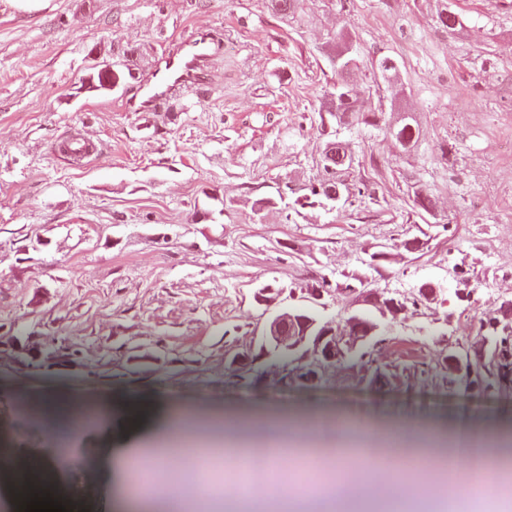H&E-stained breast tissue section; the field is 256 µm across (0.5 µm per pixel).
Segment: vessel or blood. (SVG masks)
Masks as SVG:
<instances>
[{"mask_svg":"<svg viewBox=\"0 0 512 512\" xmlns=\"http://www.w3.org/2000/svg\"><path fill=\"white\" fill-rule=\"evenodd\" d=\"M214 38L205 29L183 37L173 49L155 58L138 93L125 100L129 112H150L160 99L197 84L213 56Z\"/></svg>","mask_w":512,"mask_h":512,"instance_id":"obj_1","label":"vessel or blood"}]
</instances>
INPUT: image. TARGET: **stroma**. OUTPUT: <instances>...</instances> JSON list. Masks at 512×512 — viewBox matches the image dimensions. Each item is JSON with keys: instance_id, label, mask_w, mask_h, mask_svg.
Wrapping results in <instances>:
<instances>
[{"instance_id": "obj_1", "label": "stroma", "mask_w": 512, "mask_h": 512, "mask_svg": "<svg viewBox=\"0 0 512 512\" xmlns=\"http://www.w3.org/2000/svg\"><path fill=\"white\" fill-rule=\"evenodd\" d=\"M462 24L443 29L442 9ZM206 28L219 46L205 83L128 112L150 60ZM378 125L337 127L328 117L336 59ZM388 56L389 77L371 66ZM109 62L124 77L89 86ZM407 123L414 141L388 134ZM102 153L75 165L53 153L66 134ZM353 163L342 177L371 186L330 211L282 204L254 215L256 200L286 184L303 195L322 173L329 141ZM429 196L430 211L415 207ZM424 243L411 254L405 244ZM374 252L387 259L370 265ZM477 288L455 291L456 264ZM361 280L410 299L440 285L441 305L380 322L373 380L362 362L314 387L284 388L264 360L229 367V354L260 348L265 320L254 301L266 284L299 292L315 277ZM512 299V0H51L20 12L0 0V425L31 456L52 445L27 419L22 396L138 395L195 413L219 412L239 429L245 403L281 413L326 402L338 415L359 403L394 429L434 412L457 422L512 420V393L467 387L442 364L463 347L483 353L478 326ZM54 343L25 359L9 343ZM116 440L94 423L68 443L46 476L69 512H114L99 462ZM314 483L353 488L334 460L315 452ZM452 455L445 475L420 469L405 492L455 487L469 475ZM92 494L79 490L82 481Z\"/></svg>"}]
</instances>
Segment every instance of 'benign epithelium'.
<instances>
[{"label": "benign epithelium", "mask_w": 512, "mask_h": 512, "mask_svg": "<svg viewBox=\"0 0 512 512\" xmlns=\"http://www.w3.org/2000/svg\"><path fill=\"white\" fill-rule=\"evenodd\" d=\"M330 285L332 282L321 280L311 283L299 297L290 293L289 303L277 302L282 291L270 284L255 292L256 303L268 314L261 332L262 354L281 360L299 349L310 351V354L299 357L294 367L288 370L289 379L317 384L329 371L343 367L357 348L370 344L378 336L380 326L376 321L348 308L337 320L320 319L317 311L326 308V298L333 292L352 299L354 305L374 308L384 318L396 319L407 311V301L392 300L387 291H350L343 284L334 289ZM485 328L495 333L512 329V307L503 311L500 318H489Z\"/></svg>", "instance_id": "7a95c632"}]
</instances>
